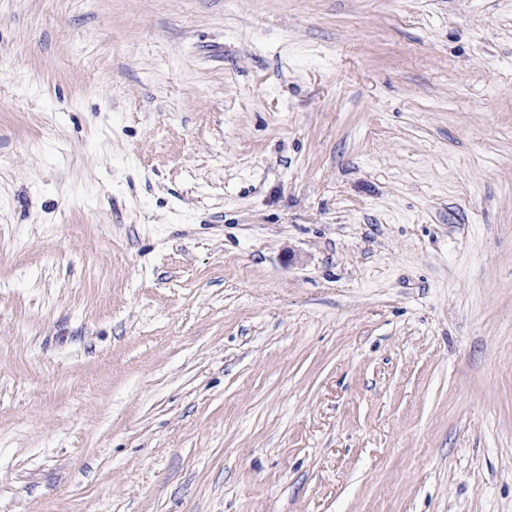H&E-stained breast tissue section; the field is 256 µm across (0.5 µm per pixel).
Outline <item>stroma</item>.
Segmentation results:
<instances>
[{
    "mask_svg": "<svg viewBox=\"0 0 512 512\" xmlns=\"http://www.w3.org/2000/svg\"><path fill=\"white\" fill-rule=\"evenodd\" d=\"M0 512H512V0H0Z\"/></svg>",
    "mask_w": 512,
    "mask_h": 512,
    "instance_id": "35a3bbf8",
    "label": "stroma"
}]
</instances>
